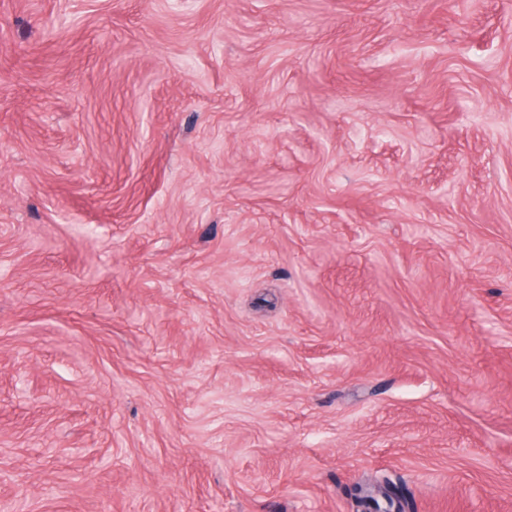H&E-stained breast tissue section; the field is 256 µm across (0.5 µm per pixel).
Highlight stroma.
Instances as JSON below:
<instances>
[{
    "label": "stroma",
    "instance_id": "stroma-1",
    "mask_svg": "<svg viewBox=\"0 0 512 512\" xmlns=\"http://www.w3.org/2000/svg\"><path fill=\"white\" fill-rule=\"evenodd\" d=\"M512 512V0H0V500Z\"/></svg>",
    "mask_w": 512,
    "mask_h": 512
}]
</instances>
